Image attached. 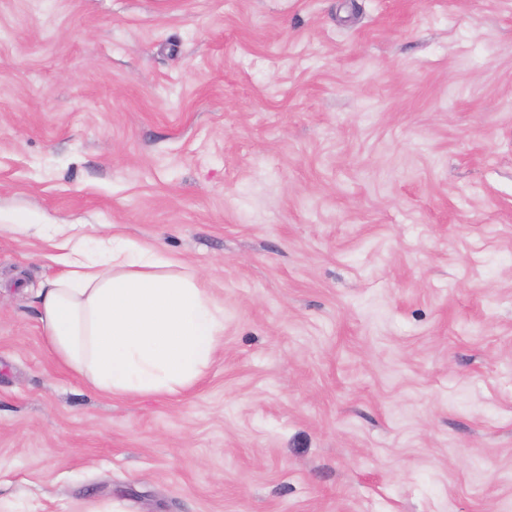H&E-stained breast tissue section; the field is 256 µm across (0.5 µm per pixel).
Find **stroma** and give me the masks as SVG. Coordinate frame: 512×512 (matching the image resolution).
<instances>
[{"instance_id":"35a3bbf8","label":"stroma","mask_w":512,"mask_h":512,"mask_svg":"<svg viewBox=\"0 0 512 512\" xmlns=\"http://www.w3.org/2000/svg\"><path fill=\"white\" fill-rule=\"evenodd\" d=\"M0 224L183 261L181 396L60 365L0 234V512H512V0H0Z\"/></svg>"}]
</instances>
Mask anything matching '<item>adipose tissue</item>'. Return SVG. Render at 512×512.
I'll list each match as a JSON object with an SVG mask.
<instances>
[{
	"label": "adipose tissue",
	"mask_w": 512,
	"mask_h": 512,
	"mask_svg": "<svg viewBox=\"0 0 512 512\" xmlns=\"http://www.w3.org/2000/svg\"><path fill=\"white\" fill-rule=\"evenodd\" d=\"M8 230L48 242L61 268L38 289L36 308L65 368L109 395H174L202 376L224 310L195 271L119 233L91 244L72 225Z\"/></svg>",
	"instance_id": "ef3b65f1"
}]
</instances>
